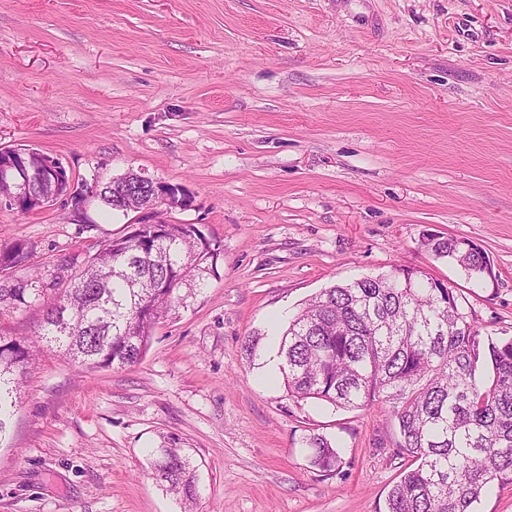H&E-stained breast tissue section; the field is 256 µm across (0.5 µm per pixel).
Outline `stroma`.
<instances>
[{"label":"stroma","mask_w":512,"mask_h":512,"mask_svg":"<svg viewBox=\"0 0 512 512\" xmlns=\"http://www.w3.org/2000/svg\"><path fill=\"white\" fill-rule=\"evenodd\" d=\"M0 145L76 180L183 186L194 205L167 221L220 251L138 363L43 348L0 439V512H384L411 463L389 406L267 380L288 322L323 288L410 266L512 336V0H0ZM127 222L0 207V246L53 262ZM427 231L481 246L492 279L427 252ZM313 434L338 471L312 466ZM170 441L193 503L155 470Z\"/></svg>","instance_id":"obj_1"}]
</instances>
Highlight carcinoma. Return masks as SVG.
<instances>
[{
    "label": "carcinoma",
    "instance_id": "cac0c4a2",
    "mask_svg": "<svg viewBox=\"0 0 512 512\" xmlns=\"http://www.w3.org/2000/svg\"><path fill=\"white\" fill-rule=\"evenodd\" d=\"M0 173L29 185L24 210L63 195L70 182L64 169L44 177L42 155L29 148L1 153ZM94 198L124 211L110 180L96 185ZM421 247L476 281L493 275L485 251L470 241L425 234ZM219 256L195 224H142L97 242L88 256L60 258L42 283L19 275L32 267L33 246H1L0 307L38 306L42 322L33 340L0 339V434L37 344H56L87 370L131 366L157 322L205 287ZM418 274L404 266L322 289L282 332L280 370L298 401L389 405L401 437L397 455L413 463L388 492L385 512H472L491 486L512 484V338L482 341L453 290ZM306 444L314 467H340L325 438L314 434ZM155 469L172 492L194 498V474L177 448L161 449Z\"/></svg>",
    "mask_w": 512,
    "mask_h": 512
}]
</instances>
